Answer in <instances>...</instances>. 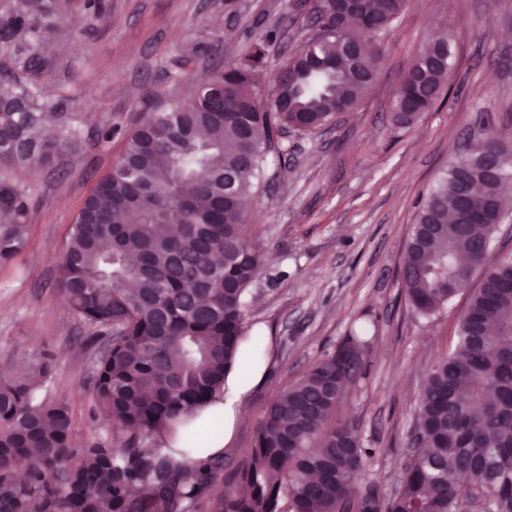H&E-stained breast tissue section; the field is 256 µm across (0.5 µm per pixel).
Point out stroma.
<instances>
[{
    "mask_svg": "<svg viewBox=\"0 0 512 512\" xmlns=\"http://www.w3.org/2000/svg\"><path fill=\"white\" fill-rule=\"evenodd\" d=\"M104 15L80 0L50 17L36 36L0 33V80L63 110L80 133L51 165L0 169V178L30 193L26 245L0 267V371L25 374L42 356L54 364L51 396L73 416L71 441H111L112 421L95 404L104 339L63 300L59 261L77 213L109 172L145 101L188 97L189 75L207 74L225 57L247 53L270 30L265 76L310 33L313 0H103ZM446 30L456 70L448 100L411 127H395L389 102L407 61L431 32ZM41 64L30 68V53ZM490 113L512 144V0H407L383 41L382 74L337 125L281 136L266 192L247 207L249 236L265 257L250 286L249 335L260 338L267 369L224 450L236 466L251 447L265 406L361 323L373 337L367 374L340 406L366 444L377 448L371 474L390 493L409 458L407 433L420 380L451 344L465 306L457 296L441 314L417 317L402 288L404 244L418 203L476 119ZM112 139H99L103 127Z\"/></svg>",
    "mask_w": 512,
    "mask_h": 512,
    "instance_id": "1",
    "label": "stroma"
}]
</instances>
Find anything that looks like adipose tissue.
<instances>
[{
    "mask_svg": "<svg viewBox=\"0 0 512 512\" xmlns=\"http://www.w3.org/2000/svg\"><path fill=\"white\" fill-rule=\"evenodd\" d=\"M262 371H255L252 379L241 378L237 374H229L224 388L218 394L216 400L206 406L199 413L197 425H204L213 418L222 421V432L218 439L206 444L203 448L193 451L195 460H204L213 455L222 454L233 438L235 425L246 411L247 395L253 383L261 382Z\"/></svg>",
    "mask_w": 512,
    "mask_h": 512,
    "instance_id": "1",
    "label": "adipose tissue"
}]
</instances>
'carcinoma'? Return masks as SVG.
<instances>
[{
    "instance_id": "1",
    "label": "carcinoma",
    "mask_w": 512,
    "mask_h": 512,
    "mask_svg": "<svg viewBox=\"0 0 512 512\" xmlns=\"http://www.w3.org/2000/svg\"><path fill=\"white\" fill-rule=\"evenodd\" d=\"M69 0H23L7 31L36 34ZM404 0H356L336 17L318 0L316 29L261 87L270 32L249 53L224 60L207 82L224 88V110L196 89L151 108L125 137L111 171L84 200L60 262L58 288L70 308L108 336L95 396L118 444L70 449L68 406L48 396L50 359L32 375L0 373V512H512V254L483 255L505 223L503 184L482 170L503 147L492 115L454 154L419 203L401 270L405 298L429 318L468 293L448 352L424 373L416 447L394 493L370 477L365 446L339 404L367 371L366 336L354 332L269 403L242 463L224 456L175 463L139 443L216 397L226 375L245 369L248 290L263 255L250 242L242 205L260 188L279 138L332 126L377 83V56L350 55L387 32ZM451 40L430 36L407 62L392 96L398 127L445 98L454 74ZM44 109L30 93L0 87V167L39 168L74 135L46 140ZM28 191L0 180V265L26 242ZM132 222L126 221L129 214ZM480 285L472 289L473 274ZM213 419L185 435L187 451L217 439ZM226 476L224 496L206 489ZM464 477L454 484L450 478Z\"/></svg>"
}]
</instances>
